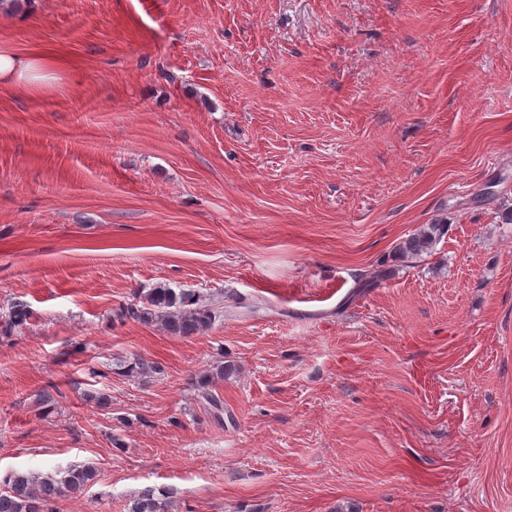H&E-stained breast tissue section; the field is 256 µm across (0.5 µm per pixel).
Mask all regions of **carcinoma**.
Wrapping results in <instances>:
<instances>
[{"label":"carcinoma","instance_id":"carcinoma-1","mask_svg":"<svg viewBox=\"0 0 512 512\" xmlns=\"http://www.w3.org/2000/svg\"><path fill=\"white\" fill-rule=\"evenodd\" d=\"M448 232V224L436 219L421 224L404 239L397 251L403 258L418 257L434 249ZM123 316L143 324H156L173 336H192L210 328L222 316V310L204 304L189 290H175L159 284L136 297L123 309ZM115 373L125 376L158 374L156 362L142 358L119 359ZM98 477L92 462L73 465L63 471L45 475L13 471L0 478V512H56V502L65 496L82 492ZM164 492L147 487L131 498L126 512H168Z\"/></svg>","mask_w":512,"mask_h":512}]
</instances>
